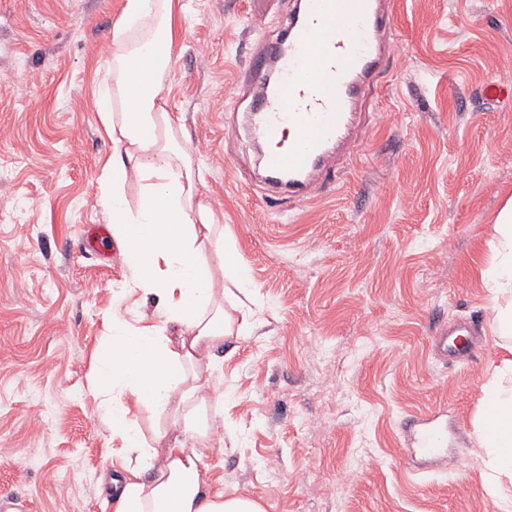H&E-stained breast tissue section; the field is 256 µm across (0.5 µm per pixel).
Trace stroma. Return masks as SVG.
<instances>
[{
    "mask_svg": "<svg viewBox=\"0 0 512 512\" xmlns=\"http://www.w3.org/2000/svg\"><path fill=\"white\" fill-rule=\"evenodd\" d=\"M164 94L199 191L255 284L249 335L216 352L223 447L212 490L266 512H499L476 422L498 338L486 271L512 198V0H394L397 56L342 178L301 206L225 176L254 170L235 79L291 0H181ZM124 0H0V495L27 512H113L112 429L94 371L114 322L146 325L100 175L113 144L95 111ZM482 338L446 365L449 320ZM448 411L446 455L407 463V418Z\"/></svg>",
    "mask_w": 512,
    "mask_h": 512,
    "instance_id": "35a3bbf8",
    "label": "stroma"
}]
</instances>
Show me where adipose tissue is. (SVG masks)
I'll use <instances>...</instances> for the list:
<instances>
[{"instance_id": "obj_1", "label": "adipose tissue", "mask_w": 512, "mask_h": 512, "mask_svg": "<svg viewBox=\"0 0 512 512\" xmlns=\"http://www.w3.org/2000/svg\"><path fill=\"white\" fill-rule=\"evenodd\" d=\"M180 0H125L112 26V83L96 111L114 145L102 169L100 203L123 244L132 284L153 298V324H115L112 350L97 366V390L120 452L135 458L113 480L115 512H265L244 494L215 493L201 479L200 455L187 440H209L211 424L189 412L200 392L223 401L214 374L225 337L246 335L254 285L243 259L221 245V219L198 193L191 154L175 139L163 96L171 49L180 30ZM140 186L136 203L129 181ZM493 266L486 274L499 296V353L484 388L478 428L485 479H512V204L496 221ZM223 285H216V275ZM183 418L182 440L165 450L146 443L131 406Z\"/></svg>"}]
</instances>
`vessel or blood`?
I'll return each instance as SVG.
<instances>
[{
  "label": "vessel or blood",
  "mask_w": 512,
  "mask_h": 512,
  "mask_svg": "<svg viewBox=\"0 0 512 512\" xmlns=\"http://www.w3.org/2000/svg\"><path fill=\"white\" fill-rule=\"evenodd\" d=\"M392 2L298 0L286 36L255 50L240 95L261 113L271 144L259 162L263 182L286 188L289 208L309 201L360 152L363 108L395 58ZM286 132L288 146L277 147ZM472 334L464 321L442 328L434 343L440 360H469ZM408 432L415 456L442 455L447 428L437 416L411 419Z\"/></svg>",
  "instance_id": "b4317fda"
}]
</instances>
